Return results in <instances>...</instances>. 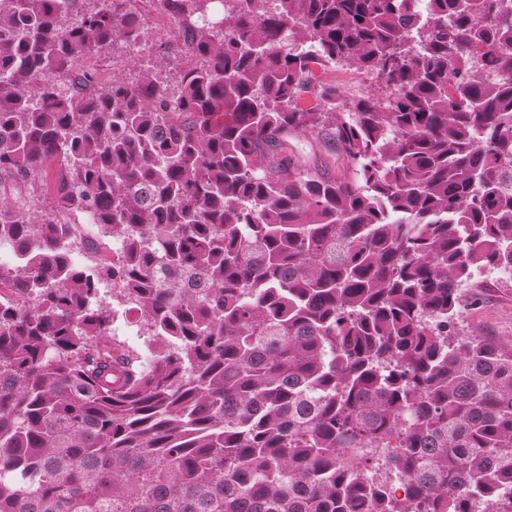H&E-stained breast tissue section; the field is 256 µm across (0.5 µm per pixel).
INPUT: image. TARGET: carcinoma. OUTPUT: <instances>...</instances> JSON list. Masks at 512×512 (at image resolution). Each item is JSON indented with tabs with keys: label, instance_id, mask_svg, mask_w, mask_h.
<instances>
[{
	"label": "carcinoma",
	"instance_id": "1",
	"mask_svg": "<svg viewBox=\"0 0 512 512\" xmlns=\"http://www.w3.org/2000/svg\"><path fill=\"white\" fill-rule=\"evenodd\" d=\"M84 2L0 0V242L27 258L0 268V512H499L512 350L452 320L512 268V0H154L155 59L67 94L75 57L148 38ZM306 133L356 178L302 169ZM55 212L121 243L103 275L155 348L112 335ZM381 453L405 498L364 486ZM319 78L322 80L340 78L337 83L343 85L349 93H357L370 85V77L362 75L353 69L346 67H329L324 71L316 70ZM59 168L56 161L49 160L44 165L35 190L45 206L53 202L55 183L58 178Z\"/></svg>",
	"mask_w": 512,
	"mask_h": 512
}]
</instances>
